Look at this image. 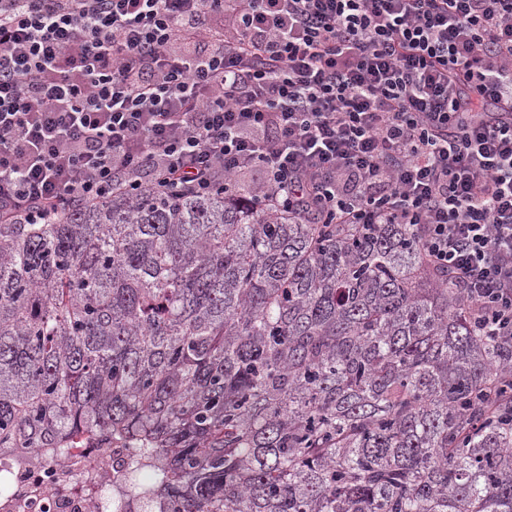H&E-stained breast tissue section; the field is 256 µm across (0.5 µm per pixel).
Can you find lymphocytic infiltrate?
<instances>
[{
    "mask_svg": "<svg viewBox=\"0 0 512 512\" xmlns=\"http://www.w3.org/2000/svg\"><path fill=\"white\" fill-rule=\"evenodd\" d=\"M261 168L512 337V0H0V223Z\"/></svg>",
    "mask_w": 512,
    "mask_h": 512,
    "instance_id": "obj_1",
    "label": "lymphocytic infiltrate"
}]
</instances>
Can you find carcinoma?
<instances>
[{
    "mask_svg": "<svg viewBox=\"0 0 512 512\" xmlns=\"http://www.w3.org/2000/svg\"><path fill=\"white\" fill-rule=\"evenodd\" d=\"M465 294L246 184L0 223V448L130 439L159 512H512V340Z\"/></svg>",
    "mask_w": 512,
    "mask_h": 512,
    "instance_id": "carcinoma-1",
    "label": "carcinoma"
}]
</instances>
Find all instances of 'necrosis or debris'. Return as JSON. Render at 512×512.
<instances>
[{"instance_id":"1","label":"necrosis or debris","mask_w":512,"mask_h":512,"mask_svg":"<svg viewBox=\"0 0 512 512\" xmlns=\"http://www.w3.org/2000/svg\"><path fill=\"white\" fill-rule=\"evenodd\" d=\"M122 449L0 450V512H125L134 494L121 488L113 459Z\"/></svg>"}]
</instances>
